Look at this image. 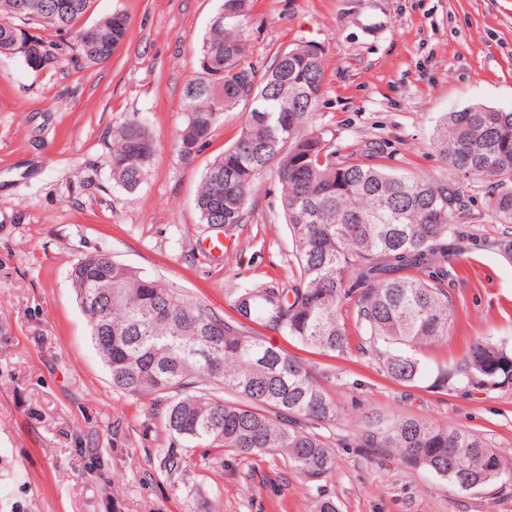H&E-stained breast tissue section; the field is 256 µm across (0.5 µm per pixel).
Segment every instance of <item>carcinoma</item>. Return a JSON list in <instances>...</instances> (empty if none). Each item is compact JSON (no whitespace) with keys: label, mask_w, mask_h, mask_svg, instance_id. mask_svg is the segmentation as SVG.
Segmentation results:
<instances>
[{"label":"carcinoma","mask_w":512,"mask_h":512,"mask_svg":"<svg viewBox=\"0 0 512 512\" xmlns=\"http://www.w3.org/2000/svg\"><path fill=\"white\" fill-rule=\"evenodd\" d=\"M197 50V70L184 87L186 120L179 156L201 151L221 114L252 101L238 139L203 173L196 196L200 223L229 232L251 215L250 189L269 174L295 244L297 274L289 285L254 284L232 295L241 320L231 323L206 304L181 298L162 281L140 276L103 252L72 266L76 300L112 387L166 403L163 421L175 442L221 448L242 459L280 457L318 489L312 512H339L320 492L334 452L305 423L337 420L336 403L301 360L267 345L245 322L342 354L349 337L341 304L355 292V325L381 372L406 384L424 374L421 353L448 336L451 309L440 288L442 264L464 238L460 188L338 155L316 125L323 95L320 48L308 42L277 52L259 71L245 32L250 0H224ZM92 0H0V54L20 53L32 69L53 58L30 32L43 24L71 37L81 57L105 62L127 38L116 12L84 30L74 22ZM434 147L466 182L492 185L485 200L499 224H512V112L474 104L443 118ZM156 143L140 121L112 130V179L141 183ZM457 381L476 388L512 385V346L479 338ZM221 386L225 401L206 390ZM364 448H384L415 470L463 491L512 483V471L482 435L410 416L372 418Z\"/></svg>","instance_id":"cac0c4a2"}]
</instances>
